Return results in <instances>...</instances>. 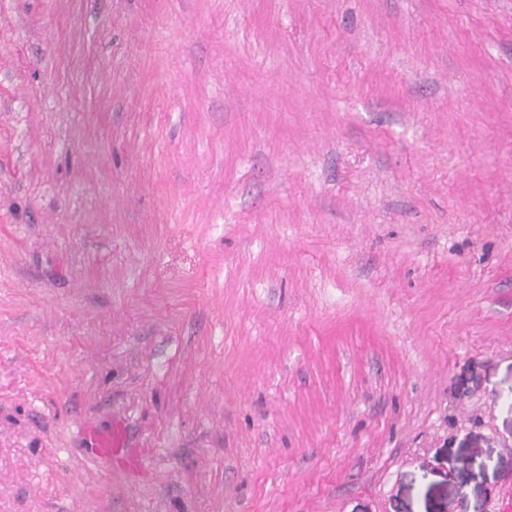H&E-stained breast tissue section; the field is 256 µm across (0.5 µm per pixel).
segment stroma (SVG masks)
Instances as JSON below:
<instances>
[{"label": "stroma", "instance_id": "1", "mask_svg": "<svg viewBox=\"0 0 512 512\" xmlns=\"http://www.w3.org/2000/svg\"><path fill=\"white\" fill-rule=\"evenodd\" d=\"M509 490L512 0H0V512ZM94 452L99 456H110L121 448H126V434L122 426H116L111 432L97 434L94 438Z\"/></svg>", "mask_w": 512, "mask_h": 512}]
</instances>
